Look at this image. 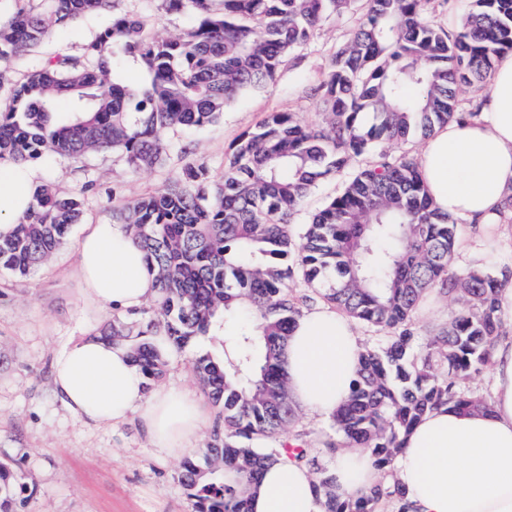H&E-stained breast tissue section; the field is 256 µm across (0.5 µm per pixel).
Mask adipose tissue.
I'll return each instance as SVG.
<instances>
[{
    "mask_svg": "<svg viewBox=\"0 0 512 512\" xmlns=\"http://www.w3.org/2000/svg\"><path fill=\"white\" fill-rule=\"evenodd\" d=\"M419 168L439 211L485 233L511 230L512 54L499 58L478 114L458 113L424 143ZM39 168L0 160V236L27 211ZM78 273L89 300L114 312L138 310L156 293L145 254L124 224H92L79 240ZM363 342L353 320L328 305L304 311L288 342L289 396L315 420L331 418L349 396ZM489 409L427 412L406 438L393 469L406 512H512V334L495 345ZM55 390L71 413L94 423L138 419L152 447L179 455L208 415L188 390H146L128 347L83 337L53 361ZM337 485L358 495L381 475L362 448H340ZM251 512H321L309 470L270 466Z\"/></svg>",
    "mask_w": 512,
    "mask_h": 512,
    "instance_id": "obj_1",
    "label": "adipose tissue"
}]
</instances>
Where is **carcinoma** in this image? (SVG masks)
<instances>
[{
  "instance_id": "cac0c4a2",
  "label": "carcinoma",
  "mask_w": 512,
  "mask_h": 512,
  "mask_svg": "<svg viewBox=\"0 0 512 512\" xmlns=\"http://www.w3.org/2000/svg\"><path fill=\"white\" fill-rule=\"evenodd\" d=\"M0 18V160L26 164L112 152L138 171L163 163L166 134L219 119L238 97L275 80L287 58L330 14L357 15L350 42L313 88L324 125L272 112L243 132L214 180L187 164L162 191L112 205L155 274L153 316L112 322L97 335L125 344L146 381L168 355L224 322V357L192 359L217 410L206 445L188 456L180 480L192 512H249V490L282 460L316 475L323 512H379L403 498L390 466L407 431L428 410L488 407L458 380L490 366L504 325L496 313L511 272H451L458 221L430 202L417 159L373 154L378 142L425 140L456 118L461 87H488L496 58L512 51V0H473L459 31L432 24L436 0H161L168 12L190 5L187 29L154 39L116 0H13ZM109 25L80 55L32 62L22 81L12 61L92 14ZM143 76L139 86L125 77ZM372 159L315 213L295 243L289 226L319 181L363 155ZM82 204L49 178L14 232L0 237V267L24 276L49 260ZM455 293L462 312L426 340L413 315L431 290ZM321 300L387 333L364 345L349 400L332 417L336 448H366L384 474L367 492L338 490L330 467L307 441L283 437L295 422L285 350L302 309ZM27 491L0 460V512H16Z\"/></svg>"
}]
</instances>
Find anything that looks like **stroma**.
Masks as SVG:
<instances>
[{
    "label": "stroma",
    "mask_w": 512,
    "mask_h": 512,
    "mask_svg": "<svg viewBox=\"0 0 512 512\" xmlns=\"http://www.w3.org/2000/svg\"><path fill=\"white\" fill-rule=\"evenodd\" d=\"M116 10L140 16L154 37L187 28L192 21L190 11L166 12L160 0H118ZM105 22L99 16L80 28L60 29L16 62L15 74H23L30 59L48 58L62 49L80 54ZM354 27V15H329L272 83L240 96L204 129L169 133L161 166L133 172L109 153L79 162H39V169L52 170L62 191L82 199L84 215L48 264L22 277L0 270V458H10L28 485L18 512H189L179 480L182 457L150 447L138 420L118 426L85 422L55 392L56 354L113 319L111 309L86 298L77 275L76 242L85 225L111 219L113 200L162 190L179 178L187 163L205 162L214 177H221L239 135L269 113L293 112L306 125L322 124L320 102L310 88L351 39ZM89 181L94 184L90 191L84 188ZM459 237L467 247L457 250L454 272L512 268V236L481 239L471 225L463 224ZM199 351L222 354V329L171 353L160 386L199 391L190 365Z\"/></svg>",
    "instance_id": "stroma-1"
}]
</instances>
